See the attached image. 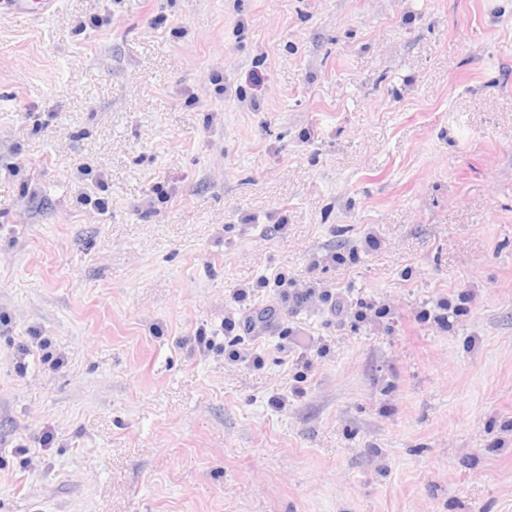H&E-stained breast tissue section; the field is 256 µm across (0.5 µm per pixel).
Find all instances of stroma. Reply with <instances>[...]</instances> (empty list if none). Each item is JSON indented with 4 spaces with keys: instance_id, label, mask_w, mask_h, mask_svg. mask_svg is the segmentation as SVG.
<instances>
[{
    "instance_id": "35a3bbf8",
    "label": "stroma",
    "mask_w": 512,
    "mask_h": 512,
    "mask_svg": "<svg viewBox=\"0 0 512 512\" xmlns=\"http://www.w3.org/2000/svg\"><path fill=\"white\" fill-rule=\"evenodd\" d=\"M0 512H512V0L0 10Z\"/></svg>"
}]
</instances>
